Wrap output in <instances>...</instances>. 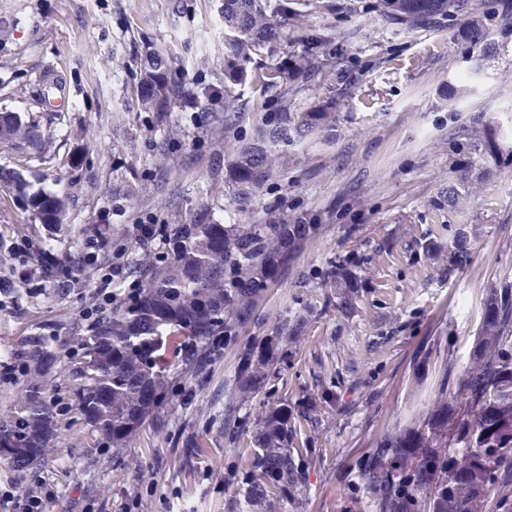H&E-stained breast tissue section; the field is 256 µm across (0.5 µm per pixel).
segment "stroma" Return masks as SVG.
<instances>
[{
    "label": "stroma",
    "instance_id": "stroma-1",
    "mask_svg": "<svg viewBox=\"0 0 512 512\" xmlns=\"http://www.w3.org/2000/svg\"><path fill=\"white\" fill-rule=\"evenodd\" d=\"M299 26L336 47L335 74L290 76L289 111L336 101L332 128L280 155L268 182L239 197L230 168L255 140L263 111L279 108L255 80L269 61L297 60L304 43L253 57L232 91L243 109L224 124V97L184 98L168 111L137 101L140 57L162 52L187 90L224 86V0H0V110L42 130L37 151L0 142V169L23 190L0 187V411L28 383L23 344L55 352L50 373L58 444L19 471L0 462V491L33 493L45 512H224V465L246 463L248 436L224 439L241 343L289 318L297 342L272 368L276 397H310L295 448H317L308 483L283 512H340L348 460L412 424L461 372L488 288L512 279V162L486 154L491 128L512 151V0H464L461 11L414 25L390 21L380 0H293ZM67 200L66 227L41 224L20 192ZM303 221L316 225L269 284L253 320L202 380L145 423L130 448L110 443L77 410L71 374L86 337L84 310L124 253L133 270L159 264L169 245L140 240L138 224ZM468 229L460 238V229ZM438 246L433 259L425 243ZM75 266L70 283L42 275L45 253ZM463 257L447 262L448 253ZM354 257L363 281L354 308L330 284Z\"/></svg>",
    "mask_w": 512,
    "mask_h": 512
}]
</instances>
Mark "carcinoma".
<instances>
[{"instance_id":"1","label":"carcinoma","mask_w":512,"mask_h":512,"mask_svg":"<svg viewBox=\"0 0 512 512\" xmlns=\"http://www.w3.org/2000/svg\"><path fill=\"white\" fill-rule=\"evenodd\" d=\"M456 0H382L384 13L413 24L448 12ZM289 0H224V82L246 73L251 54L272 56L288 19ZM308 52L299 69L305 78L327 77L330 40L307 31L298 36ZM281 103L261 136L242 144L231 170L237 192L251 197L271 177L289 145L332 122L336 101L297 117L288 112L285 71L274 64L258 75ZM182 89L166 57L145 54L137 97L151 112H165ZM0 139L40 150L43 134L19 112H0ZM27 203L41 223L61 231L66 203L57 195L33 193ZM312 224H178L170 233L165 263L143 287L99 323L80 343V366L72 373L75 402L85 419L119 452L163 404L188 399L169 380L173 352L202 373L249 323L259 298ZM336 281L344 286L338 305L351 308L358 283L340 261ZM296 340L284 318L271 332L253 336L240 349L236 392L248 401L264 394L257 417L224 416V439L236 442L252 429L249 461L224 465V512H281L308 478L314 448L297 454L296 418L309 411L304 401L272 398L269 372ZM30 382L17 406L0 416V459L21 471L55 447L53 410L45 391L51 383L43 346L27 348ZM342 512H512V280L489 290L478 336L464 370L447 391L434 396L426 417L385 435L348 466Z\"/></svg>"}]
</instances>
